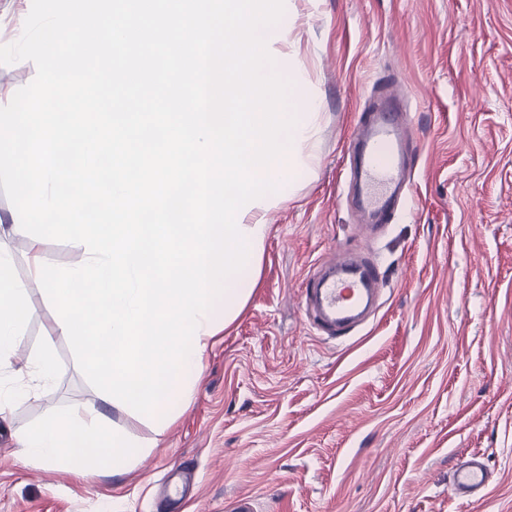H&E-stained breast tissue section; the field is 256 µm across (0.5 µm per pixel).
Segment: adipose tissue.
<instances>
[{
  "mask_svg": "<svg viewBox=\"0 0 512 512\" xmlns=\"http://www.w3.org/2000/svg\"><path fill=\"white\" fill-rule=\"evenodd\" d=\"M17 446L23 457L64 466L80 478L125 473L140 454L138 442L106 423L96 405L82 402L46 411Z\"/></svg>",
  "mask_w": 512,
  "mask_h": 512,
  "instance_id": "1",
  "label": "adipose tissue"
}]
</instances>
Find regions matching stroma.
<instances>
[{"mask_svg": "<svg viewBox=\"0 0 512 512\" xmlns=\"http://www.w3.org/2000/svg\"><path fill=\"white\" fill-rule=\"evenodd\" d=\"M276 61L322 114L317 165L268 214L259 286L208 349L165 430L99 404L145 442L123 475L72 476L21 457L51 407L98 402L57 312L32 294L0 384L27 389L0 420V512H168L165 473L194 485L178 512H512V0H284ZM409 93L414 190L370 231L345 157L365 108ZM376 260L378 308L342 337L309 325L302 288L331 257ZM51 347L61 368L43 378ZM484 455L480 500L453 497ZM490 473L483 456L474 455L461 461L452 476L451 492L463 499L480 498L487 494Z\"/></svg>", "mask_w": 512, "mask_h": 512, "instance_id": "stroma-1", "label": "stroma"}]
</instances>
